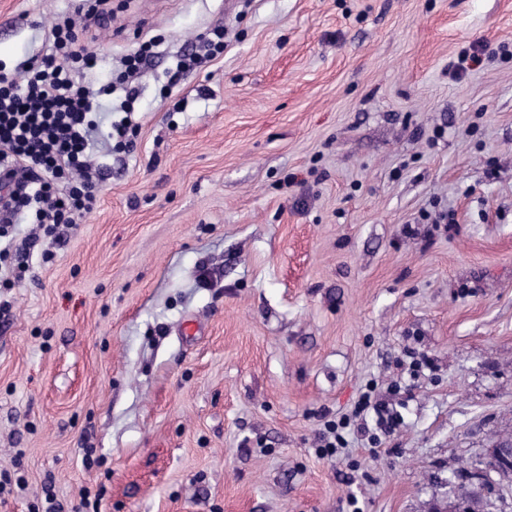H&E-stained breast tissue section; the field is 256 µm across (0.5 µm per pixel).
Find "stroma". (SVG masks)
Wrapping results in <instances>:
<instances>
[{"instance_id": "stroma-1", "label": "stroma", "mask_w": 512, "mask_h": 512, "mask_svg": "<svg viewBox=\"0 0 512 512\" xmlns=\"http://www.w3.org/2000/svg\"><path fill=\"white\" fill-rule=\"evenodd\" d=\"M82 80L161 36L133 152L0 285V472L38 512H432L512 441V0H108ZM82 0H0V71ZM224 52L163 95L214 28ZM451 212L450 224L435 223ZM53 254L43 260V251ZM199 325L182 332L185 321ZM423 365L397 369L406 350ZM399 424L318 453L369 384Z\"/></svg>"}]
</instances>
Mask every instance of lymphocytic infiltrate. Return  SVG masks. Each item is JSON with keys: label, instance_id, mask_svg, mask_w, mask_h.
Segmentation results:
<instances>
[{"label": "lymphocytic infiltrate", "instance_id": "1", "mask_svg": "<svg viewBox=\"0 0 512 512\" xmlns=\"http://www.w3.org/2000/svg\"><path fill=\"white\" fill-rule=\"evenodd\" d=\"M47 41L40 57L21 63L15 76H0V238L24 217L57 239L93 210L103 179L88 160L96 110L103 98L119 96L121 117L107 138L132 152L135 82L158 45L154 39L140 43L121 58L116 81L92 88L81 76L97 67L98 58L81 46L73 22H54ZM223 52L224 31L213 29L198 49L179 58L167 88Z\"/></svg>", "mask_w": 512, "mask_h": 512}]
</instances>
